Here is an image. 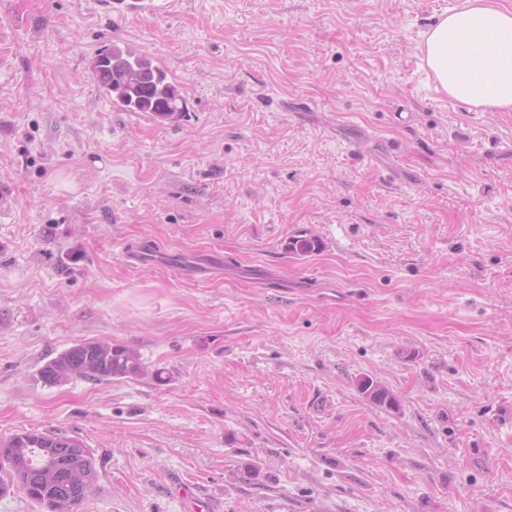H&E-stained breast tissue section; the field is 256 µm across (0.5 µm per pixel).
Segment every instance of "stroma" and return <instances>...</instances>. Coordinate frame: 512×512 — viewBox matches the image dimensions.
Wrapping results in <instances>:
<instances>
[{
    "instance_id": "stroma-1",
    "label": "stroma",
    "mask_w": 512,
    "mask_h": 512,
    "mask_svg": "<svg viewBox=\"0 0 512 512\" xmlns=\"http://www.w3.org/2000/svg\"><path fill=\"white\" fill-rule=\"evenodd\" d=\"M463 2L0 0V440L89 448L79 512H512V112L419 51ZM84 341L169 380L38 382ZM92 70L104 94L123 112H148L161 122H176L186 112L177 84L132 47L103 50L92 61ZM290 254L299 257H307L318 253L321 250V242L314 236H294L286 244ZM358 387L366 399L377 406L395 408L397 401L394 395L372 378L359 379Z\"/></svg>"
}]
</instances>
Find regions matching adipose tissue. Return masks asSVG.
<instances>
[{"mask_svg":"<svg viewBox=\"0 0 512 512\" xmlns=\"http://www.w3.org/2000/svg\"><path fill=\"white\" fill-rule=\"evenodd\" d=\"M420 50L448 97L483 112H512L511 9L467 0L437 19Z\"/></svg>","mask_w":512,"mask_h":512,"instance_id":"1","label":"adipose tissue"}]
</instances>
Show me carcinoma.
I'll return each mask as SVG.
<instances>
[{
    "instance_id": "cac0c4a2",
    "label": "carcinoma",
    "mask_w": 512,
    "mask_h": 512,
    "mask_svg": "<svg viewBox=\"0 0 512 512\" xmlns=\"http://www.w3.org/2000/svg\"><path fill=\"white\" fill-rule=\"evenodd\" d=\"M92 70L104 94L123 112H148L162 122H175L186 112L185 99L167 72L129 46L102 51L92 61ZM286 247L295 256L307 257L321 250V242L314 236H294ZM148 372L135 349L86 341L47 362L38 375L44 384L56 385L77 379L136 378ZM149 373L159 384L167 381L161 368ZM358 387L377 406H397L394 395L369 377L359 379ZM4 467L11 479L0 480V495L16 485L46 512H77L98 478L90 450L59 433L26 431L1 442L0 469Z\"/></svg>"
}]
</instances>
